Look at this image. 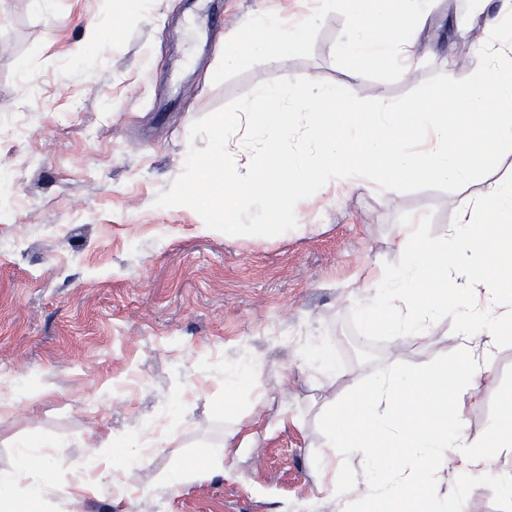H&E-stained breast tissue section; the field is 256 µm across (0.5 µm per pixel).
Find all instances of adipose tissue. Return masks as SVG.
<instances>
[{
  "mask_svg": "<svg viewBox=\"0 0 512 512\" xmlns=\"http://www.w3.org/2000/svg\"><path fill=\"white\" fill-rule=\"evenodd\" d=\"M357 2L361 10L351 25V54L370 65L393 53L403 56L400 76L410 78L412 37L389 40L378 33L396 0ZM298 34L277 18H257L247 40L226 52L225 60L235 65L260 62L271 44L278 55H287ZM490 223L512 224L511 178L487 182L481 193L463 194L457 223L435 240L422 238L419 225H400L401 264L369 274L368 297L359 307L365 333L381 331L405 344L432 346L440 341L439 321L450 317L455 321V358L449 367L411 370L391 357L354 397L326 402L321 467L335 468L356 456L380 464L376 475L364 481H333L337 512H462L461 492L474 478L495 471L501 453L512 454V399L504 401L479 440L470 437L465 414L491 378L490 362L512 337V291L501 286L502 280L512 279V242L503 254L482 248L480 237ZM436 403L456 407L451 421L427 424ZM224 418V437L204 460L174 459L158 480L177 490L204 473L223 471L225 458L248 447L253 438L244 416L228 410ZM55 470V460L39 449H21L15 466L0 470V512H51L47 490ZM451 476L460 491L455 498L442 490Z\"/></svg>",
  "mask_w": 512,
  "mask_h": 512,
  "instance_id": "1",
  "label": "adipose tissue"
}]
</instances>
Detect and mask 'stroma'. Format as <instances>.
<instances>
[{
    "label": "stroma",
    "instance_id": "1",
    "mask_svg": "<svg viewBox=\"0 0 512 512\" xmlns=\"http://www.w3.org/2000/svg\"><path fill=\"white\" fill-rule=\"evenodd\" d=\"M217 7L222 25L200 34L184 26L198 0H160L140 16L123 0H52L45 13L31 0H0V399L12 404L0 417V469L22 443L54 456L55 512H301L314 497L336 512L332 476L317 465L323 378L297 367L296 349L327 341L346 395L393 350L410 366L454 358L452 320L440 323L437 347L402 345L363 335L358 306L369 271L401 260L397 225H421L433 239L455 223L459 192L332 188L298 205L296 228L275 237L227 235L189 207L154 200L182 173L189 146L206 145L190 138L191 125L256 85L305 76L392 101L444 68L476 69L479 15H466L465 0H400L390 37L426 16L404 82L399 57L369 67L339 54L352 0ZM258 11L310 24L287 59L225 66ZM91 26L99 41L76 53ZM254 364L269 387L289 373L282 400L301 426L279 428L263 412L232 476L176 492L155 483L171 456L203 458L223 436L224 370ZM492 368L494 382L468 407L475 437L512 391V340ZM149 434L156 451L126 478V493L107 474L72 505V476L91 449L109 439L138 451ZM511 507L492 476L465 494L467 512Z\"/></svg>",
    "mask_w": 512,
    "mask_h": 512
}]
</instances>
